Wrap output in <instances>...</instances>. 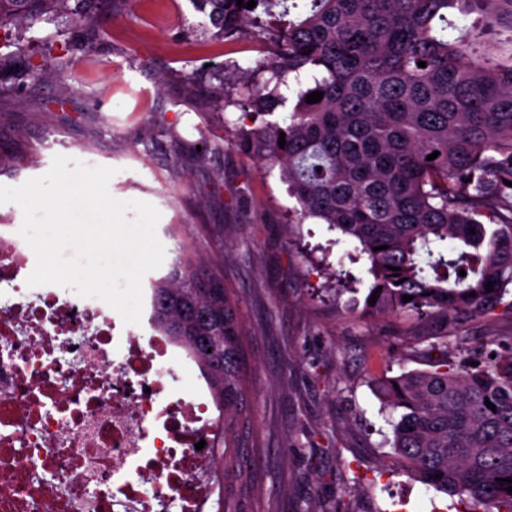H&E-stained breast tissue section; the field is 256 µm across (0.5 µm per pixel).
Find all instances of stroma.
<instances>
[{
	"label": "stroma",
	"instance_id": "35a3bbf8",
	"mask_svg": "<svg viewBox=\"0 0 512 512\" xmlns=\"http://www.w3.org/2000/svg\"><path fill=\"white\" fill-rule=\"evenodd\" d=\"M189 0H131L90 23L54 16L0 30V185L46 174L55 156L115 168L108 190L159 213L199 261L223 268L246 332L252 383L248 444L255 461L249 512H457L453 498L399 468L395 411L378 379L430 369L434 358L478 364L512 341V294L494 310L421 322L369 313L372 284L358 243L317 219L297 223L296 202L220 109V84L242 97L266 59L252 29L215 42ZM169 400L205 386L179 344Z\"/></svg>",
	"mask_w": 512,
	"mask_h": 512
}]
</instances>
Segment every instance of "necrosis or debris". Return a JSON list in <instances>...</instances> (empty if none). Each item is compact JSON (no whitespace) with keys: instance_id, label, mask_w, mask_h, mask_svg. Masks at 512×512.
Returning <instances> with one entry per match:
<instances>
[{"instance_id":"obj_1","label":"necrosis or debris","mask_w":512,"mask_h":512,"mask_svg":"<svg viewBox=\"0 0 512 512\" xmlns=\"http://www.w3.org/2000/svg\"><path fill=\"white\" fill-rule=\"evenodd\" d=\"M31 248L0 236V512H207L217 422L170 402L169 343L115 336L111 307L29 288Z\"/></svg>"}]
</instances>
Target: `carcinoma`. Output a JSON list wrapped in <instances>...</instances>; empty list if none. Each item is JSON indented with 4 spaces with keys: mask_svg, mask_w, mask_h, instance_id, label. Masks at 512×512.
I'll return each instance as SVG.
<instances>
[{
    "mask_svg": "<svg viewBox=\"0 0 512 512\" xmlns=\"http://www.w3.org/2000/svg\"><path fill=\"white\" fill-rule=\"evenodd\" d=\"M92 2L0 0V29L56 12L87 21ZM247 2L192 0L212 38L249 23L272 45L266 78L245 82L243 118L262 126L241 136L279 167L299 221L360 243L373 277L364 308L428 319L500 304L512 288V0ZM289 79L299 85L291 101L280 92ZM315 91L321 101L306 102ZM151 290L154 323L204 367L224 416L205 474L222 487L217 512H245L252 414L237 304L218 266L182 240ZM377 389L400 410L391 466L459 497L466 512H512V347L482 367L444 360Z\"/></svg>",
    "mask_w": 512,
    "mask_h": 512,
    "instance_id": "1",
    "label": "carcinoma"
}]
</instances>
